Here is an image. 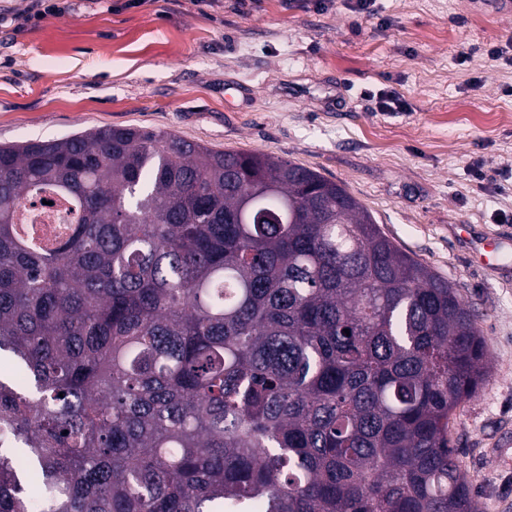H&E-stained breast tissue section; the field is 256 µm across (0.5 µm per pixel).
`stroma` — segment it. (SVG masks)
Masks as SVG:
<instances>
[{"label":"stroma","instance_id":"1","mask_svg":"<svg viewBox=\"0 0 512 512\" xmlns=\"http://www.w3.org/2000/svg\"><path fill=\"white\" fill-rule=\"evenodd\" d=\"M69 0L17 28L0 0V143L138 127L260 152L341 184L402 251L470 304L490 373L448 421L479 512H512V272L474 237L512 239V15L469 0ZM398 112L378 111L379 91ZM486 178L474 180L473 166Z\"/></svg>","mask_w":512,"mask_h":512}]
</instances>
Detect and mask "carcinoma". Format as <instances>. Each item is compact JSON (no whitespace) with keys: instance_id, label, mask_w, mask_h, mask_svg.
Instances as JSON below:
<instances>
[{"instance_id":"carcinoma-1","label":"carcinoma","mask_w":512,"mask_h":512,"mask_svg":"<svg viewBox=\"0 0 512 512\" xmlns=\"http://www.w3.org/2000/svg\"><path fill=\"white\" fill-rule=\"evenodd\" d=\"M69 204L50 249L22 208ZM350 330L345 334L344 330ZM0 512H479L475 315L341 185L101 127L0 145Z\"/></svg>"}]
</instances>
